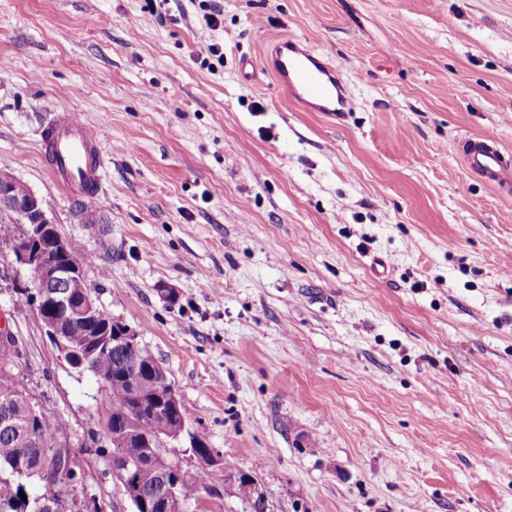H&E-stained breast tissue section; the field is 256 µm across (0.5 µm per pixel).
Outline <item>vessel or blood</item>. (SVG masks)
Wrapping results in <instances>:
<instances>
[{
    "instance_id": "obj_1",
    "label": "vessel or blood",
    "mask_w": 512,
    "mask_h": 512,
    "mask_svg": "<svg viewBox=\"0 0 512 512\" xmlns=\"http://www.w3.org/2000/svg\"><path fill=\"white\" fill-rule=\"evenodd\" d=\"M274 53L273 70L292 100L309 112H325L338 120L344 117L351 89L320 55L291 38L279 41ZM42 140L44 163L68 196L92 197L104 164L92 129L77 114L59 110L46 125ZM463 163L492 184L512 186V157L502 152L494 134L466 139Z\"/></svg>"
}]
</instances>
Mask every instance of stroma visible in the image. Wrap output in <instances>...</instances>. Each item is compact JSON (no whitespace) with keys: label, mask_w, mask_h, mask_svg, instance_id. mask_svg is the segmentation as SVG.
<instances>
[{"label":"stroma","mask_w":512,"mask_h":512,"mask_svg":"<svg viewBox=\"0 0 512 512\" xmlns=\"http://www.w3.org/2000/svg\"><path fill=\"white\" fill-rule=\"evenodd\" d=\"M289 37L351 83L342 121L278 85ZM51 105L102 144L95 198L42 165ZM484 133L512 151V0H0V167L265 512H512V189L462 160ZM1 319L78 460L66 512H135L92 444L104 388L8 280ZM190 512L253 508L217 474Z\"/></svg>","instance_id":"35a3bbf8"}]
</instances>
